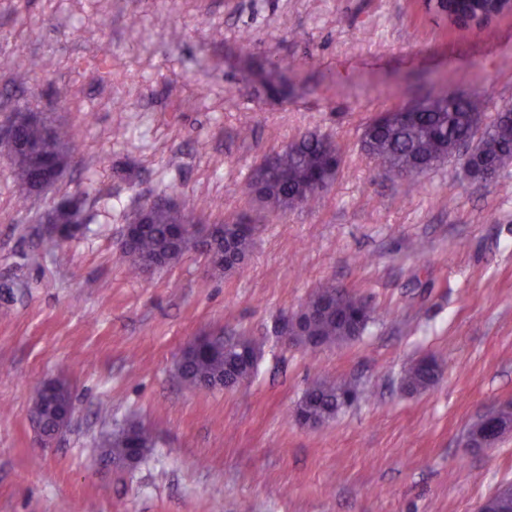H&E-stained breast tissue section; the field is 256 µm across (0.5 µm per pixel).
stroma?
I'll return each mask as SVG.
<instances>
[{"label": "stroma", "instance_id": "35a3bbf8", "mask_svg": "<svg viewBox=\"0 0 512 512\" xmlns=\"http://www.w3.org/2000/svg\"><path fill=\"white\" fill-rule=\"evenodd\" d=\"M443 92L485 94L488 123L512 106V13L478 29L426 0H0V121L22 108L81 131L39 194L0 154V512H476L512 483V430L465 442L512 404V166L408 179L360 149L371 119ZM310 132L343 149L334 183L316 206L259 209L254 167ZM73 195L85 232L43 249L50 199ZM185 197L210 224L251 218L242 263L217 275L193 249L131 275L125 226ZM323 286L385 314L339 345L288 343ZM218 334L258 345L254 375L186 390L183 349ZM427 356L438 381L405 391ZM341 379L354 402L296 421L309 387ZM52 381L72 420L45 451L30 411ZM131 422L154 434L146 457L87 470Z\"/></svg>", "mask_w": 512, "mask_h": 512}]
</instances>
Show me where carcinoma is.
<instances>
[{"instance_id":"obj_1","label":"carcinoma","mask_w":512,"mask_h":512,"mask_svg":"<svg viewBox=\"0 0 512 512\" xmlns=\"http://www.w3.org/2000/svg\"><path fill=\"white\" fill-rule=\"evenodd\" d=\"M440 9L457 26H480L499 12L495 0H442ZM482 109L479 95L439 94L424 100L422 111L404 122L385 123L380 115L374 118L363 129L361 149L386 170L415 177L417 170H429L445 162L462 145L476 138L470 171L475 175L489 168L498 171L512 163V115L501 111L485 126ZM20 134L27 140L40 142L46 155L61 159L70 155V144L77 137L71 128H58L46 140L39 127L29 124L20 127ZM341 162L340 147L329 136L303 135L264 158L254 169L247 189L272 212L309 206L336 180ZM14 174L25 192L33 191L36 173L31 166L16 165ZM198 209L197 202L185 200L177 206L153 210L149 222L135 229L131 244L134 255L143 260L167 256L175 261L196 247L194 237L176 235V226L184 218L196 215ZM254 231L255 226L246 216L218 224L214 234L218 246L224 248V261L213 271L223 273L238 266L249 249ZM307 308L318 312V316L299 325L298 342L313 347L355 338L374 314L362 298L348 293L338 295L336 289L327 287L318 288L310 295ZM258 358L255 344L244 336H205L199 347L182 353L178 372L190 389L219 384L232 387L253 374ZM438 373L436 361L423 358L407 371L405 385L412 391L426 390L434 384ZM350 391L351 386L344 380L319 382L306 390L296 407V415L328 420L339 411L341 397ZM70 404L69 389L62 383H51L38 395L32 418L51 426L57 408ZM491 422L511 426L512 405L490 412L485 419L476 421L473 428L481 431ZM152 443L149 431L133 423L120 434L102 440L90 454L89 466L124 462L134 448L142 456Z\"/></svg>"}]
</instances>
